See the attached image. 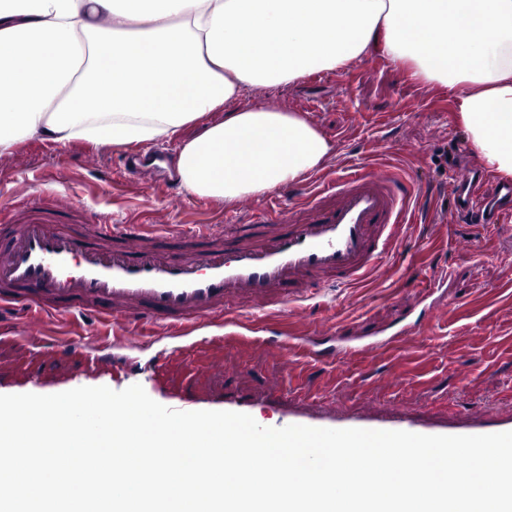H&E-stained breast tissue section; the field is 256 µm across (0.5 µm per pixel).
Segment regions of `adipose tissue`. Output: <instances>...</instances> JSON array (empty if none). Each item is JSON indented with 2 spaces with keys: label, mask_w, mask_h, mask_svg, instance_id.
<instances>
[{
  "label": "adipose tissue",
  "mask_w": 512,
  "mask_h": 512,
  "mask_svg": "<svg viewBox=\"0 0 512 512\" xmlns=\"http://www.w3.org/2000/svg\"><path fill=\"white\" fill-rule=\"evenodd\" d=\"M377 54L447 89L483 166L512 181V0H0V156L34 137L176 141L182 189L260 198L333 146L244 92Z\"/></svg>",
  "instance_id": "1"
}]
</instances>
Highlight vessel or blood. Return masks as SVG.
<instances>
[{"mask_svg":"<svg viewBox=\"0 0 512 512\" xmlns=\"http://www.w3.org/2000/svg\"><path fill=\"white\" fill-rule=\"evenodd\" d=\"M478 166L461 165L455 180V214L477 231L501 229L512 214V185L478 177ZM427 194L388 167L372 162L347 166L322 180L309 195L283 197L277 208H257L248 197L235 210L244 224H199L159 234L144 224L87 220L71 202L49 209L23 206L19 221L0 225V327L21 324L40 339L45 316L91 315L108 323L112 336L60 344L58 383L70 379L68 365L81 356L91 373L118 375L113 349H153L181 338L182 327H203L225 313L228 336L211 344L247 342L275 360L279 375L269 396L280 390L281 373L301 363L345 365L394 351L407 344L417 323L383 331L349 346H324L325 327L305 322L300 331L273 340L254 336L252 312H287L303 319L304 304L319 290L363 281L381 272L383 257L396 251L407 230L409 210L425 207ZM450 270L434 266L419 292L429 299L430 319L446 314L454 300L447 293ZM292 424L323 428L404 430L427 435H481L512 431V412L496 424L473 418L456 423L380 413L372 405L345 411L299 402L288 412Z\"/></svg>","mask_w":512,"mask_h":512,"instance_id":"b4317fda","label":"vessel or blood"}]
</instances>
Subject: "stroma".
<instances>
[{
    "label": "stroma",
    "instance_id": "stroma-1",
    "mask_svg": "<svg viewBox=\"0 0 512 512\" xmlns=\"http://www.w3.org/2000/svg\"><path fill=\"white\" fill-rule=\"evenodd\" d=\"M242 105H271L306 114L334 145L318 170L333 178L355 160L375 161L434 186L439 230L405 236L386 270L353 288L319 293L307 303L311 319L336 321L342 336H358L400 320L433 262L452 267L456 306L447 317L425 325L406 353L380 356L341 368L328 363L302 365L286 380V391L268 398L273 360L232 351L241 378H211L206 370L207 337L221 334L220 323L198 329L193 348L176 353L163 381L137 371L121 378L91 376L82 360L70 364V387L106 386L120 391L142 385L158 403L182 411L223 409L227 396L249 394L252 417L262 426L288 424L289 403L333 401L348 411L373 401L426 420H457L471 414L492 422L512 410V350L504 336L512 330V242L494 233L471 251L455 248L465 225H452L451 187L467 146L464 128L444 88H428L387 60L373 56L343 73L309 75L291 88L249 92ZM95 163H88V153ZM124 148L77 141L65 146L33 138L0 156V225L14 207L45 196L71 199L113 223L146 221L162 232L177 224H221L230 204L186 193L180 186L144 194L122 176ZM56 360L50 348L31 345L23 331L0 335V394H54ZM398 384L382 387L389 373Z\"/></svg>",
    "mask_w": 512,
    "mask_h": 512
}]
</instances>
